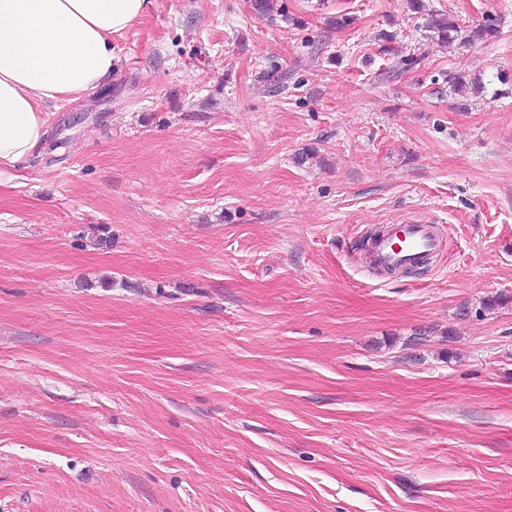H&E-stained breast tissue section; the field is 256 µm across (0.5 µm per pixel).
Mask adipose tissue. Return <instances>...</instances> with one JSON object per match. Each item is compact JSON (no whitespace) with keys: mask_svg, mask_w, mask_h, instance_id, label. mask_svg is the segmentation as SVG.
I'll list each match as a JSON object with an SVG mask.
<instances>
[{"mask_svg":"<svg viewBox=\"0 0 512 512\" xmlns=\"http://www.w3.org/2000/svg\"><path fill=\"white\" fill-rule=\"evenodd\" d=\"M145 8L146 0H0V173L40 148L46 108L111 75L113 36Z\"/></svg>","mask_w":512,"mask_h":512,"instance_id":"ef3b65f1","label":"adipose tissue"}]
</instances>
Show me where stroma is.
Returning <instances> with one entry per match:
<instances>
[{"instance_id": "1", "label": "stroma", "mask_w": 512, "mask_h": 512, "mask_svg": "<svg viewBox=\"0 0 512 512\" xmlns=\"http://www.w3.org/2000/svg\"><path fill=\"white\" fill-rule=\"evenodd\" d=\"M423 3L147 0L46 109L0 180V512H512V0ZM413 221L441 250L377 274ZM426 28L428 31L433 32L435 37H438L441 42L449 44L455 38V36H452V33H456L458 36V32L461 31L460 25L455 20L451 19L448 14L438 11L428 13Z\"/></svg>"}]
</instances>
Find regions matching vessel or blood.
Wrapping results in <instances>:
<instances>
[{"instance_id": "obj_1", "label": "vessel or blood", "mask_w": 512, "mask_h": 512, "mask_svg": "<svg viewBox=\"0 0 512 512\" xmlns=\"http://www.w3.org/2000/svg\"><path fill=\"white\" fill-rule=\"evenodd\" d=\"M441 241L430 224H394L375 245L378 260L390 268H405L422 255L435 252Z\"/></svg>"}]
</instances>
